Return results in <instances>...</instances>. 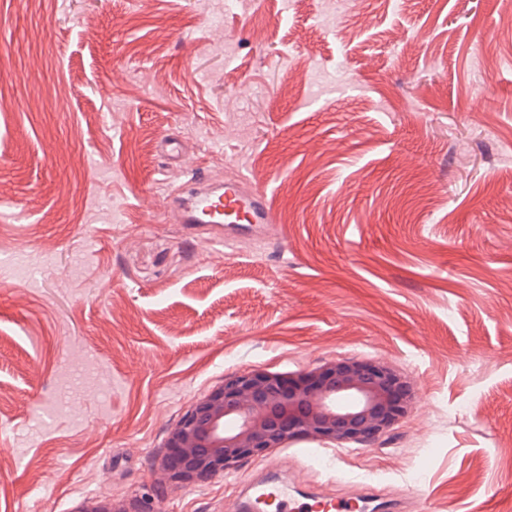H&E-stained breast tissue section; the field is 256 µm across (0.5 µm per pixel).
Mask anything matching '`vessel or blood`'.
Returning a JSON list of instances; mask_svg holds the SVG:
<instances>
[{
	"label": "vessel or blood",
	"mask_w": 512,
	"mask_h": 512,
	"mask_svg": "<svg viewBox=\"0 0 512 512\" xmlns=\"http://www.w3.org/2000/svg\"><path fill=\"white\" fill-rule=\"evenodd\" d=\"M185 224H216L225 233L258 225L265 233L277 232L266 195L249 187L246 178L225 182L219 192L200 191L183 209ZM287 468L284 457H271L236 497L226 499L224 512H401L396 498L381 494L370 484H359L350 495L336 497L315 491H302L298 484L281 479Z\"/></svg>",
	"instance_id": "1"
}]
</instances>
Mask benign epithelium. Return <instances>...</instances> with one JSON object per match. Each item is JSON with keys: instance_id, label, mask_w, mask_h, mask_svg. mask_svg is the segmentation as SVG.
Returning <instances> with one entry per match:
<instances>
[{"instance_id": "obj_1", "label": "benign epithelium", "mask_w": 512, "mask_h": 512, "mask_svg": "<svg viewBox=\"0 0 512 512\" xmlns=\"http://www.w3.org/2000/svg\"><path fill=\"white\" fill-rule=\"evenodd\" d=\"M414 405L410 381L386 363L330 360L293 375L256 369L224 378L167 431L158 470L176 488L232 472L244 459L299 439L371 445ZM78 512H129L88 499Z\"/></svg>"}]
</instances>
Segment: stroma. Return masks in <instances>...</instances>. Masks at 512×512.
<instances>
[{
	"label": "stroma",
	"instance_id": "stroma-1",
	"mask_svg": "<svg viewBox=\"0 0 512 512\" xmlns=\"http://www.w3.org/2000/svg\"><path fill=\"white\" fill-rule=\"evenodd\" d=\"M512 0H0V512H224L265 462L159 478L251 369L385 361L390 434L297 482L512 512ZM245 176L215 243L171 186ZM183 224H224V235L235 236L233 230L252 225L275 235L277 225L266 195L248 186L243 177L224 183L219 193L199 191L181 214Z\"/></svg>",
	"mask_w": 512,
	"mask_h": 512
}]
</instances>
